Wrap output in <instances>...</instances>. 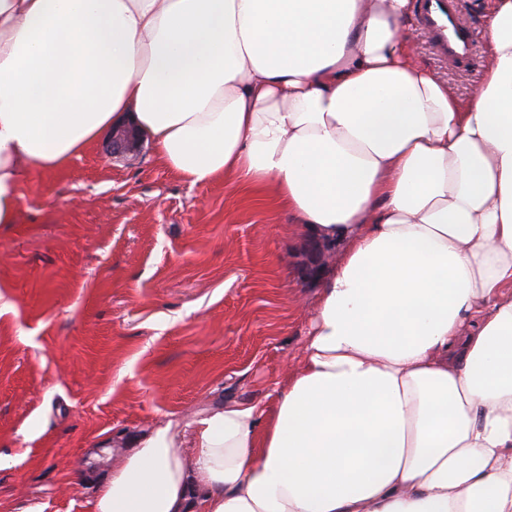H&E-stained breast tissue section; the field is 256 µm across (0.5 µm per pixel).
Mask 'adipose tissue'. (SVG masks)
<instances>
[{
    "label": "adipose tissue",
    "mask_w": 512,
    "mask_h": 512,
    "mask_svg": "<svg viewBox=\"0 0 512 512\" xmlns=\"http://www.w3.org/2000/svg\"><path fill=\"white\" fill-rule=\"evenodd\" d=\"M410 0H0V224L132 115L336 252L272 405L154 427L92 512H512V0L467 100Z\"/></svg>",
    "instance_id": "adipose-tissue-1"
}]
</instances>
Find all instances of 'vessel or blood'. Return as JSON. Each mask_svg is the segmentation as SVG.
<instances>
[{
    "label": "vessel or blood",
    "instance_id": "b4317fda",
    "mask_svg": "<svg viewBox=\"0 0 512 512\" xmlns=\"http://www.w3.org/2000/svg\"><path fill=\"white\" fill-rule=\"evenodd\" d=\"M419 24L449 63L468 66L475 54L471 33L459 19V0H416Z\"/></svg>",
    "mask_w": 512,
    "mask_h": 512
}]
</instances>
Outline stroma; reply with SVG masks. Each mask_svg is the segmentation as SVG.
<instances>
[{"label": "stroma", "instance_id": "35a3bbf8", "mask_svg": "<svg viewBox=\"0 0 512 512\" xmlns=\"http://www.w3.org/2000/svg\"><path fill=\"white\" fill-rule=\"evenodd\" d=\"M473 63L449 66L417 20L415 58L467 99L490 0H462ZM103 132L52 173L31 166L0 224V512H91L128 440L228 401L271 403L301 356L330 251L235 183L187 184L148 139ZM138 142V133L132 126L116 130L112 134L109 148L112 155L124 154L132 151Z\"/></svg>", "mask_w": 512, "mask_h": 512}]
</instances>
